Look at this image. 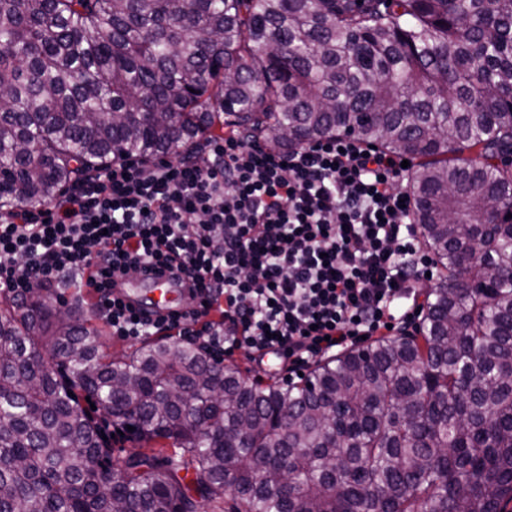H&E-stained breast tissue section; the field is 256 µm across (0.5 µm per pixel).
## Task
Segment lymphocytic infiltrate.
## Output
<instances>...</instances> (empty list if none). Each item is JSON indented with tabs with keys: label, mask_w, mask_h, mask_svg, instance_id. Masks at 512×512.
Here are the masks:
<instances>
[{
	"label": "lymphocytic infiltrate",
	"mask_w": 512,
	"mask_h": 512,
	"mask_svg": "<svg viewBox=\"0 0 512 512\" xmlns=\"http://www.w3.org/2000/svg\"><path fill=\"white\" fill-rule=\"evenodd\" d=\"M402 161L353 137L281 150L233 135L175 163L120 160L51 204L0 207V289L95 270L113 335L179 337L214 360L243 349L292 374L421 319L413 283L436 262L397 187ZM152 263L197 306L154 316L114 296V277Z\"/></svg>",
	"instance_id": "1"
}]
</instances>
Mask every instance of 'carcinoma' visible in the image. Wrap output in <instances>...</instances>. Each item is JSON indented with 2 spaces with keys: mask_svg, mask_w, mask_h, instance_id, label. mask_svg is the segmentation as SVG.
<instances>
[{
  "mask_svg": "<svg viewBox=\"0 0 512 512\" xmlns=\"http://www.w3.org/2000/svg\"><path fill=\"white\" fill-rule=\"evenodd\" d=\"M226 128L416 160L423 241L474 287L288 385L179 341L112 356L79 305L3 297L0 512H506L512 224L483 217L512 214V0H0V205ZM86 398L134 427L120 469Z\"/></svg>",
  "mask_w": 512,
  "mask_h": 512,
  "instance_id": "cac0c4a2",
  "label": "carcinoma"
}]
</instances>
